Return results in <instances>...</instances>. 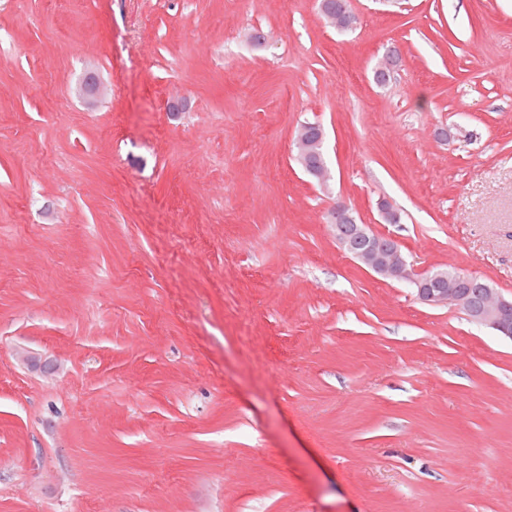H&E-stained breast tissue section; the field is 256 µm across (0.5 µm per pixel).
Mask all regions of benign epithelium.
<instances>
[{"label": "benign epithelium", "mask_w": 512, "mask_h": 512, "mask_svg": "<svg viewBox=\"0 0 512 512\" xmlns=\"http://www.w3.org/2000/svg\"><path fill=\"white\" fill-rule=\"evenodd\" d=\"M329 223L342 251L367 271L409 284L427 304L457 306L472 322L512 340V299L503 297L490 282L474 277L471 279L474 287L466 291L450 286L446 269L416 272L408 266L396 240L370 232L369 225L359 223L343 201L332 209Z\"/></svg>", "instance_id": "7a95c632"}]
</instances>
